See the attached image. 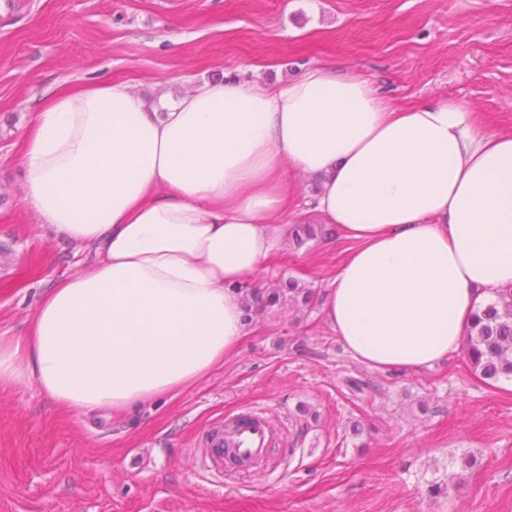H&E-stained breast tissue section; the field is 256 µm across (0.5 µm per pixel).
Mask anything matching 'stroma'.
Instances as JSON below:
<instances>
[{
    "label": "stroma",
    "mask_w": 512,
    "mask_h": 512,
    "mask_svg": "<svg viewBox=\"0 0 512 512\" xmlns=\"http://www.w3.org/2000/svg\"><path fill=\"white\" fill-rule=\"evenodd\" d=\"M316 63L397 107L453 98L488 131L512 129V0H0V334L24 332L54 276L92 268L25 200L15 146L49 93L112 80L176 99ZM345 247L331 233L285 238L253 285L320 288ZM348 377L369 382L364 397ZM243 411L276 430L268 462L209 468L212 434ZM0 512H512V381L481 380L457 353L370 369L321 305L283 298L222 369L131 426L58 413L33 380L1 388Z\"/></svg>",
    "instance_id": "obj_1"
}]
</instances>
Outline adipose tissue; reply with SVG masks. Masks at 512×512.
Wrapping results in <instances>:
<instances>
[{
	"instance_id": "1",
	"label": "adipose tissue",
	"mask_w": 512,
	"mask_h": 512,
	"mask_svg": "<svg viewBox=\"0 0 512 512\" xmlns=\"http://www.w3.org/2000/svg\"><path fill=\"white\" fill-rule=\"evenodd\" d=\"M17 162L40 223L93 260L0 336V385L35 379L61 413L132 424L223 365L247 334L241 288L282 244L290 171L315 178L347 243L323 316L369 367L442 362L512 288V131L460 100L399 110L322 66L264 90L206 83L163 112L85 82L46 97Z\"/></svg>"
}]
</instances>
